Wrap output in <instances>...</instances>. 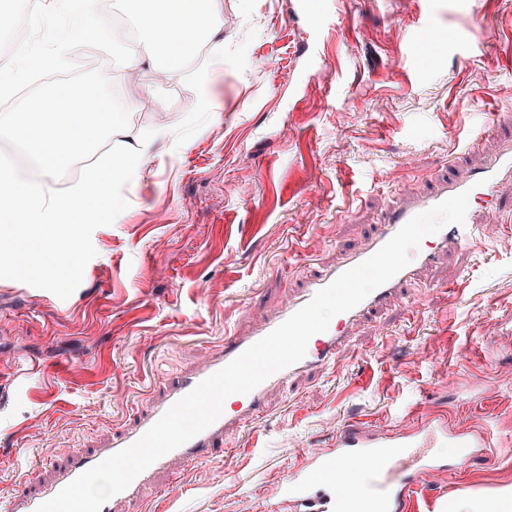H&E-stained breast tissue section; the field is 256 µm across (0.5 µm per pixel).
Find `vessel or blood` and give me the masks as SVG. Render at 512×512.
Here are the masks:
<instances>
[{
    "instance_id": "obj_1",
    "label": "vessel or blood",
    "mask_w": 512,
    "mask_h": 512,
    "mask_svg": "<svg viewBox=\"0 0 512 512\" xmlns=\"http://www.w3.org/2000/svg\"><path fill=\"white\" fill-rule=\"evenodd\" d=\"M511 184L512 149H507L484 166L451 169L435 180L428 191L387 205L364 247L346 252L340 261L316 275L306 288L289 296L275 314L259 320L247 333L226 331L223 344L206 352L195 367L167 388L130 428L99 449L75 452L66 470L50 487L35 497L26 494L13 497L5 504V512H36L40 504L53 498L83 472L138 441L199 383L285 322L317 291L375 254L412 217L449 197L468 192L469 208L464 224H451L425 236L418 248L411 251V261L403 270L356 307L338 314L325 332L311 337L302 360L276 372L250 393L231 395L230 406L224 407L212 425L171 450L169 455L157 459L125 490L108 499L101 512H114L118 503L138 498L148 487L153 472L164 469L170 458L179 457L194 465L208 463L212 448L223 445L225 434L259 419L271 391L289 390L302 374L335 367L348 347L351 328L393 301L417 270L432 266L444 253L484 241L487 227L480 216L482 209L495 210L511 222L512 195L506 193ZM488 445L487 438L476 439L468 432L448 433L428 423L409 432L388 435L372 432L363 421L352 419L337 431L332 452L315 453L309 467L286 475L269 512H281L285 506L293 508L294 512H344V501L355 496L365 497L375 504V512H425L420 474L423 470L440 467L436 449L446 446L459 449L456 464L462 467L472 458L474 448Z\"/></svg>"
}]
</instances>
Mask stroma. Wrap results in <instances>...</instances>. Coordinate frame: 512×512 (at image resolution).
Listing matches in <instances>:
<instances>
[{"instance_id": "obj_1", "label": "stroma", "mask_w": 512, "mask_h": 512, "mask_svg": "<svg viewBox=\"0 0 512 512\" xmlns=\"http://www.w3.org/2000/svg\"><path fill=\"white\" fill-rule=\"evenodd\" d=\"M225 44L247 68L208 63L209 121L181 146L157 143L124 190L129 207L96 228V255L67 299L0 279V502L37 493L76 448L92 449L224 340L245 331L373 231L383 206L448 169L478 165L512 136V69L494 30L512 0H434L443 60L417 56L412 0H317L326 58L311 67L295 0H213ZM128 134L173 129L196 93L182 73L127 85ZM479 132V150L455 133ZM419 271L395 303L352 331L340 363L267 397L265 420L229 435L209 463L159 472L124 512H262L311 449L353 417L373 428L444 418L485 432L496 460L428 474L439 512L512 501V226ZM465 277L464 294L443 292Z\"/></svg>"}]
</instances>
